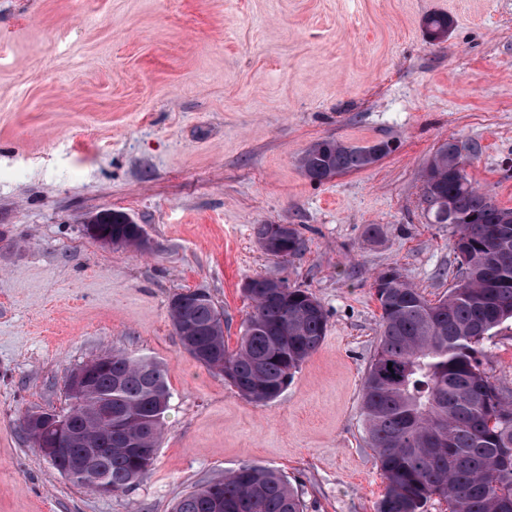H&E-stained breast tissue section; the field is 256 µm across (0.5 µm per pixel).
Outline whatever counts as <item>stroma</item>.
<instances>
[{
    "mask_svg": "<svg viewBox=\"0 0 512 512\" xmlns=\"http://www.w3.org/2000/svg\"><path fill=\"white\" fill-rule=\"evenodd\" d=\"M433 13L453 20L440 42ZM324 138L395 149L315 184L298 160ZM451 139L472 183L512 208V0H0V512H172L244 463L279 470L305 512H377L360 411L373 283L393 268L431 301L453 286L448 227L422 200ZM106 210L149 251L91 239ZM258 224L299 225L304 251L267 255ZM266 275L317 297L328 328L264 405L183 350L168 304L209 294L233 349L242 286ZM114 351L159 361L171 399L150 471L99 494L21 419L66 412L71 372ZM482 367L512 397L511 324Z\"/></svg>",
    "mask_w": 512,
    "mask_h": 512,
    "instance_id": "35a3bbf8",
    "label": "stroma"
}]
</instances>
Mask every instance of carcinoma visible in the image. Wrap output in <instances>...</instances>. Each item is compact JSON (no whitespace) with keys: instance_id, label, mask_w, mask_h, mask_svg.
I'll use <instances>...</instances> for the list:
<instances>
[{"instance_id":"carcinoma-1","label":"carcinoma","mask_w":512,"mask_h":512,"mask_svg":"<svg viewBox=\"0 0 512 512\" xmlns=\"http://www.w3.org/2000/svg\"><path fill=\"white\" fill-rule=\"evenodd\" d=\"M425 26L441 40L451 20L435 13ZM378 146L325 138L299 163L310 181L321 184L372 167ZM456 152L455 141L441 144L423 173L428 212L433 223L448 225L460 258L454 287L436 303L407 282L379 298L378 346L360 399L368 443L386 480L377 512H423L433 496L447 500L449 512H512V399L489 381L481 362L485 343L512 322V221L505 222L512 208L475 188L456 169ZM254 231L258 243L275 242L272 256L284 261L304 249L296 224H258ZM96 233L117 247L148 249L138 225L120 211ZM280 282L281 289L264 276L247 280L253 310L233 351L224 341V312L210 296L187 292L183 305L169 306L183 349L208 368L224 362L225 382L253 403L277 399L327 331L322 303ZM68 398L70 434L32 426L28 415L24 431L38 448L52 443L71 454L97 449L96 477L72 482L95 491L104 481L114 493L127 491L149 471L145 457L154 455L161 437L170 402L162 365L126 353L100 356L88 370L87 391ZM100 401L112 404L125 428L95 424L92 409ZM174 512H304V502L278 470L242 464L183 494Z\"/></svg>"}]
</instances>
